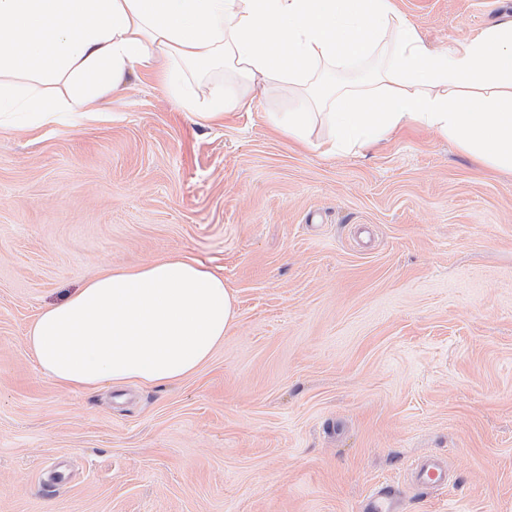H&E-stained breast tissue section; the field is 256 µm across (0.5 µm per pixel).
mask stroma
<instances>
[{
	"instance_id": "obj_1",
	"label": "stroma",
	"mask_w": 512,
	"mask_h": 512,
	"mask_svg": "<svg viewBox=\"0 0 512 512\" xmlns=\"http://www.w3.org/2000/svg\"><path fill=\"white\" fill-rule=\"evenodd\" d=\"M442 48L512 0H394ZM128 74L93 117L0 129V512H512V172L426 129L325 158ZM188 254L237 316L195 375L67 389L26 334L109 267ZM448 462L422 489L413 463ZM397 501L388 485L376 487L359 512H396Z\"/></svg>"
}]
</instances>
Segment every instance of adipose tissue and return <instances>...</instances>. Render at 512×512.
<instances>
[{
  "mask_svg": "<svg viewBox=\"0 0 512 512\" xmlns=\"http://www.w3.org/2000/svg\"><path fill=\"white\" fill-rule=\"evenodd\" d=\"M357 63L373 64L368 81L327 90L320 112L274 114L273 127L336 155L417 126L512 171V16L433 51L392 0H0V117L35 124L93 111L137 71L220 123L258 89L292 96L320 68ZM191 66L233 81L185 97ZM318 121L328 135L315 143ZM235 317L223 275L175 255L98 274L44 309L26 343L66 388L157 386L197 373Z\"/></svg>",
  "mask_w": 512,
  "mask_h": 512,
  "instance_id": "ef3b65f1",
  "label": "adipose tissue"
}]
</instances>
